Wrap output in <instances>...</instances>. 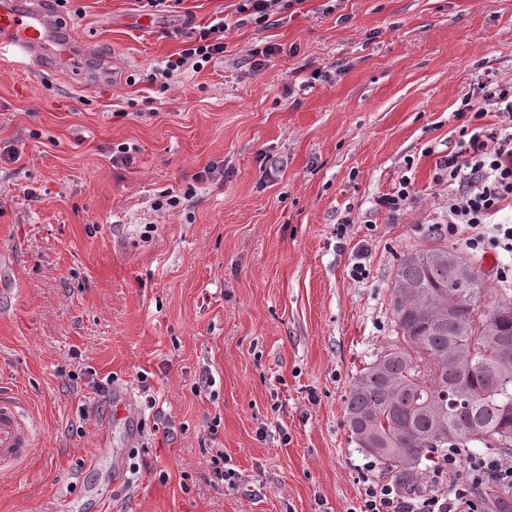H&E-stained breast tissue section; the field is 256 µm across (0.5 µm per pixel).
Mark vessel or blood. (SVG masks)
<instances>
[{"label": "vessel or blood", "mask_w": 512, "mask_h": 512, "mask_svg": "<svg viewBox=\"0 0 512 512\" xmlns=\"http://www.w3.org/2000/svg\"><path fill=\"white\" fill-rule=\"evenodd\" d=\"M49 0H34L32 6L17 8L0 0V55H20L33 70L46 69L49 43H66L69 34L57 27ZM37 422L25 415L19 402L0 396V470L22 469L34 452Z\"/></svg>", "instance_id": "obj_1"}]
</instances>
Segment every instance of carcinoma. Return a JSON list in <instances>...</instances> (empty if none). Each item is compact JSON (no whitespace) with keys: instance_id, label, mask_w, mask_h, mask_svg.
Returning a JSON list of instances; mask_svg holds the SVG:
<instances>
[{"instance_id":"carcinoma-1","label":"carcinoma","mask_w":512,"mask_h":512,"mask_svg":"<svg viewBox=\"0 0 512 512\" xmlns=\"http://www.w3.org/2000/svg\"><path fill=\"white\" fill-rule=\"evenodd\" d=\"M467 265L471 287L452 275ZM409 291L400 294V287ZM395 340L356 375L346 398L351 442L364 431L371 454L405 489L437 448L474 444L512 454V369L496 357L512 352V290L493 288L479 268L446 243L408 250L391 278ZM493 295L492 305L466 306L463 293ZM475 396L456 406L450 385Z\"/></svg>"}]
</instances>
